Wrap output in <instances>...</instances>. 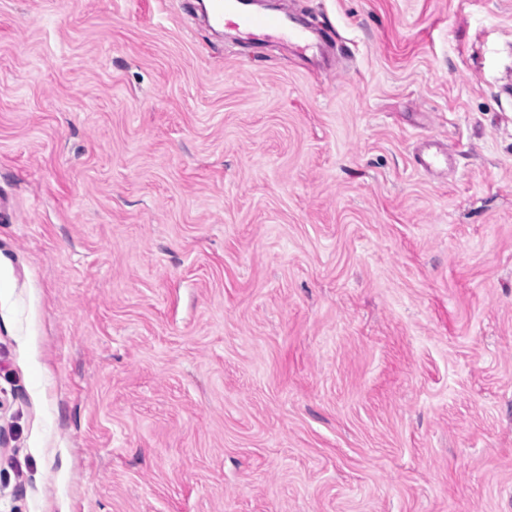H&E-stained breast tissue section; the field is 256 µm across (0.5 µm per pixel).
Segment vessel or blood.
I'll use <instances>...</instances> for the list:
<instances>
[{
    "label": "vessel or blood",
    "mask_w": 512,
    "mask_h": 512,
    "mask_svg": "<svg viewBox=\"0 0 512 512\" xmlns=\"http://www.w3.org/2000/svg\"><path fill=\"white\" fill-rule=\"evenodd\" d=\"M212 20L232 26L240 38L253 43L271 39L286 42L296 54L312 61L318 60L329 44L328 37L292 14L257 11L250 0H216Z\"/></svg>",
    "instance_id": "1"
}]
</instances>
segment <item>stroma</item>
Returning <instances> with one entry per match:
<instances>
[{
	"label": "stroma",
	"mask_w": 512,
	"mask_h": 512,
	"mask_svg": "<svg viewBox=\"0 0 512 512\" xmlns=\"http://www.w3.org/2000/svg\"><path fill=\"white\" fill-rule=\"evenodd\" d=\"M284 3L0 0V512H512V0ZM215 1L212 21L216 25L232 26L237 35L247 41L263 43L278 39L311 61L318 60L330 42L323 33L308 27L290 13L256 11L250 0Z\"/></svg>",
	"instance_id": "35a3bbf8"
}]
</instances>
